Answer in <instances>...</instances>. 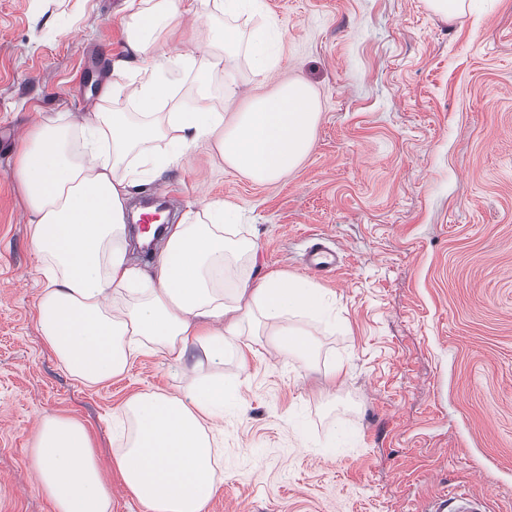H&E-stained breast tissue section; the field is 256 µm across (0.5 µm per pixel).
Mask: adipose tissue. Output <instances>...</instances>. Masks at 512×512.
Returning <instances> with one entry per match:
<instances>
[{
	"instance_id": "adipose-tissue-1",
	"label": "adipose tissue",
	"mask_w": 512,
	"mask_h": 512,
	"mask_svg": "<svg viewBox=\"0 0 512 512\" xmlns=\"http://www.w3.org/2000/svg\"><path fill=\"white\" fill-rule=\"evenodd\" d=\"M186 15L179 0H128L126 55L115 74L132 72L133 112H87L61 122L34 118L17 140L11 171L21 185L30 246L41 260L42 291L35 308L44 343L61 368L87 385L122 376L144 349L174 363L195 357L182 394L143 392L120 410L122 438L112 465L148 512H204L220 478L218 421L230 392L217 368L243 334L271 325L281 355L306 353L310 331L295 316L325 305L318 288L299 276L239 277L226 271L253 247L237 235L242 213L210 201L168 229L148 269L126 249V201L132 188L177 166L201 142L225 165L257 182H276L306 156L319 111L300 79L252 97L235 111L203 103L209 77L232 72L247 55L254 75L272 66L278 30L269 20L243 34L258 0H195ZM223 14L235 25L196 41L191 54L160 48L189 17ZM197 75L200 104L177 96L173 70ZM37 481L55 512H111L112 491L80 423L47 415L35 432Z\"/></svg>"
}]
</instances>
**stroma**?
<instances>
[{
  "label": "stroma",
  "instance_id": "1",
  "mask_svg": "<svg viewBox=\"0 0 512 512\" xmlns=\"http://www.w3.org/2000/svg\"><path fill=\"white\" fill-rule=\"evenodd\" d=\"M283 32L276 61L232 77L234 107L300 78L320 106L311 151L256 183L189 158L136 188L172 211L220 199L256 245L244 268L309 279L329 301L297 317L307 355L265 336L227 353L222 482L204 512H425L460 488L512 512V0H262ZM126 0H0V512H55L35 481L33 426L81 423L112 486V512H146L108 469L122 405L176 392L158 352L88 386L35 320L39 261L9 171L36 113L95 111L123 57ZM340 248L327 274L303 257Z\"/></svg>",
  "mask_w": 512,
  "mask_h": 512
}]
</instances>
